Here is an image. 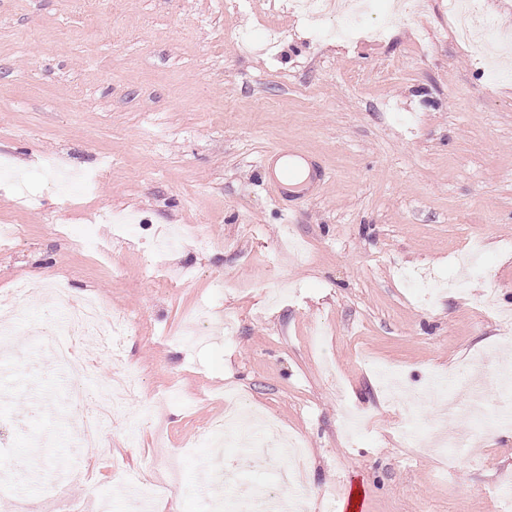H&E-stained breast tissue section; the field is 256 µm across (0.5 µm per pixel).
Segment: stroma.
<instances>
[{"label": "stroma", "instance_id": "stroma-1", "mask_svg": "<svg viewBox=\"0 0 512 512\" xmlns=\"http://www.w3.org/2000/svg\"><path fill=\"white\" fill-rule=\"evenodd\" d=\"M288 2L248 0L230 20L224 0H0V156L25 190L0 182V225L24 227L0 241V319L17 281L36 300L0 356V425H25L0 450L29 463L16 494L44 500L62 476L80 506L107 498L128 512L130 477L150 471L173 480L154 512H206L229 462L250 496L287 468L278 443L254 457L227 447L217 462L195 443L233 386L242 417L303 444L306 512H342L356 485L358 512H501L493 490L512 487V436L460 454L409 445L411 407L379 372L426 400L433 376L457 378L470 360L500 372L512 322L481 299L512 310V52L481 61L448 0L350 45L319 39ZM273 26L286 35L271 45ZM282 151L310 159L317 182L284 191L267 172ZM49 158L99 171L92 192L61 186ZM110 208L140 215L141 240L195 224L210 247L165 254L159 266L182 272L168 282L114 246L96 221ZM475 246L485 267L465 294L426 304L409 291L403 269L440 285ZM44 267L66 280L67 302L94 296L131 319L123 362L100 359L95 339L81 345L99 377L141 379L92 449L74 447L61 373L31 342ZM202 304L210 320L193 347L177 335ZM350 413L364 417L358 430Z\"/></svg>", "mask_w": 512, "mask_h": 512}]
</instances>
